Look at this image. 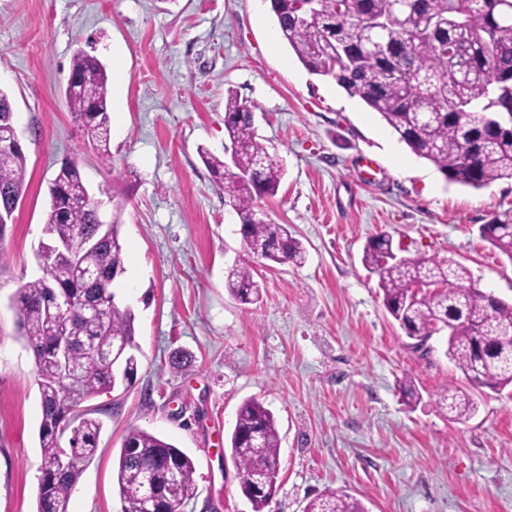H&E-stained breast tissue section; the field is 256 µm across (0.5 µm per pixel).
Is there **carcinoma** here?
Here are the masks:
<instances>
[{
    "label": "carcinoma",
    "mask_w": 512,
    "mask_h": 512,
    "mask_svg": "<svg viewBox=\"0 0 512 512\" xmlns=\"http://www.w3.org/2000/svg\"><path fill=\"white\" fill-rule=\"evenodd\" d=\"M281 36L311 72L332 78L360 98L419 158L447 180L481 189L512 181V0H349L335 14V0L309 11L300 0H271ZM455 46L448 65L445 48ZM67 104L82 120L99 155L110 157L107 76L94 56L72 58ZM224 128L240 178L227 173L224 159L207 151L210 171L232 180L239 202L248 257L225 280L244 305L257 302L261 287L249 256L274 264H301L305 250L286 224H274L248 202L276 195L284 169L255 134L252 107L230 90L224 100ZM23 148L0 151V206L16 210L25 193ZM88 187L78 164L64 162L49 183L45 237L68 240L71 257L50 256L42 275L15 294L18 328L33 352L41 400V476L37 512H68L73 490L97 451L101 423L84 406L114 387L108 355L125 347L121 382L132 385L138 359L134 315L112 304L114 282L126 272L120 225L92 250L84 241L99 233V215L87 203ZM484 240L512 260V215L480 227ZM363 262L378 277L389 314L417 340L420 349L454 321L446 355L473 386L502 391L512 386V305L468 284L470 273L446 260L399 258L392 237L371 238ZM80 336L66 367L54 355L66 327ZM66 401L59 400L61 393ZM439 409L452 421L475 411L462 388L447 387ZM280 436L274 414L257 400L239 408L230 437L244 496L263 512L276 490ZM193 459L174 445L137 428L124 436L116 466L122 512H180L197 494ZM306 512H366L338 490L312 500Z\"/></svg>",
    "instance_id": "carcinoma-1"
}]
</instances>
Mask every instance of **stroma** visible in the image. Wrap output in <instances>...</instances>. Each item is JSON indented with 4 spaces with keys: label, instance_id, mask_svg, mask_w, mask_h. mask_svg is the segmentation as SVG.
Segmentation results:
<instances>
[{
    "label": "stroma",
    "instance_id": "35a3bbf8",
    "mask_svg": "<svg viewBox=\"0 0 512 512\" xmlns=\"http://www.w3.org/2000/svg\"><path fill=\"white\" fill-rule=\"evenodd\" d=\"M276 27L269 0H0V88L27 157L24 199L0 235V512L37 510L40 395L12 299L41 274L48 185L69 160L91 191L126 195L102 215L121 226L117 297L140 349L134 385L87 403L103 427L69 512H121L115 469L132 428L194 458L197 495L182 512H253L228 451L252 399L280 435L265 512H304L336 490L367 512H512V391L468 387L444 333L414 352L362 264L369 239L386 232L398 256L460 264L475 288L511 304L512 260L479 228L512 212V182L447 181L359 98L310 73L285 42L270 44ZM80 49L108 76L107 160L66 106ZM230 89L285 169L276 195L255 206L307 253L298 266L255 261L262 289L251 305L224 286L246 250L229 182L199 155L229 145ZM178 348L189 361L175 369ZM451 385L476 403L467 420L436 406Z\"/></svg>",
    "mask_w": 512,
    "mask_h": 512
}]
</instances>
